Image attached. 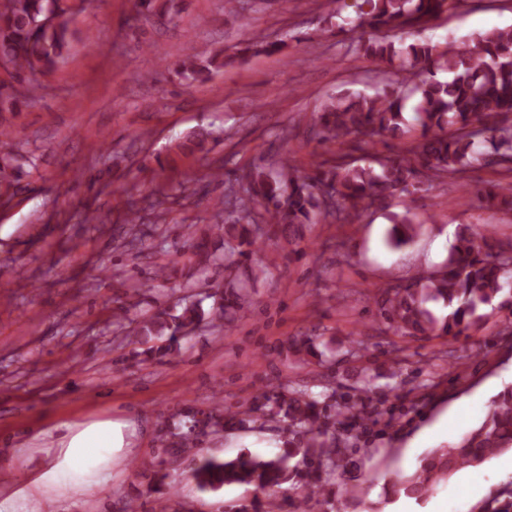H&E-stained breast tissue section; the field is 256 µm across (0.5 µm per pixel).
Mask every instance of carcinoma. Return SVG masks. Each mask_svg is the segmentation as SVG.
<instances>
[{
	"label": "carcinoma",
	"mask_w": 512,
	"mask_h": 512,
	"mask_svg": "<svg viewBox=\"0 0 512 512\" xmlns=\"http://www.w3.org/2000/svg\"><path fill=\"white\" fill-rule=\"evenodd\" d=\"M462 0H361L355 15H330L327 34L350 32L349 46L383 65L387 78L372 94L360 92L330 98L316 114L309 133L325 142L347 145L348 152L318 160L311 171L297 174L284 162L272 173L255 166L229 186L223 204L224 223L217 235L230 234L239 246L257 247L264 224L294 237L307 224L326 221L349 223L373 206H383L399 195L410 197L445 178H464L472 167L499 166L512 173V28L479 34L460 49L444 48L421 37L433 20ZM137 17L149 22L168 14L159 0H135ZM70 42L69 12L62 0H0V60L12 68L15 84L0 92V112L24 88L23 74L50 75L63 60ZM213 60H184L179 69L193 76L210 75ZM437 67L448 72L446 81L425 77ZM413 101V121L405 110ZM415 130L417 140L393 156L356 157L376 137L405 140ZM25 159L10 150L0 154V189L16 187L24 174ZM491 202L497 198L512 210V186L478 190ZM387 244L401 249L420 233L408 217L392 218ZM512 303V241L503 242L495 229L461 226L447 258L425 276L404 287L385 288L377 299L382 324L402 336H453L479 329L483 310L502 295ZM207 316L198 303L183 306L178 314L158 313L143 321V336H166L171 341L190 335ZM260 398L283 414L288 448L269 460L247 453L219 460L192 459L191 476L203 490L248 484L274 494L284 485L295 487L307 477L301 501L320 494L324 475L340 467L342 449L327 437L329 417L318 401L303 391L287 395L263 392ZM313 434L301 450L294 434ZM303 452L302 465L292 463ZM512 453V387L492 399L484 420L460 442L428 449L415 471L399 474L383 486L380 500L360 497L358 486L344 484L343 493L357 500L364 512H383L399 499L424 504L435 488L460 470Z\"/></svg>",
	"instance_id": "obj_1"
}]
</instances>
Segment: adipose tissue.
I'll use <instances>...</instances> for the list:
<instances>
[{"label": "adipose tissue", "instance_id": "ef3b65f1", "mask_svg": "<svg viewBox=\"0 0 512 512\" xmlns=\"http://www.w3.org/2000/svg\"><path fill=\"white\" fill-rule=\"evenodd\" d=\"M126 428V423L110 420L61 424L55 453L39 468L35 486H56L64 476L75 473L85 474L84 488L105 484L112 475L115 451L125 446Z\"/></svg>", "mask_w": 512, "mask_h": 512}]
</instances>
